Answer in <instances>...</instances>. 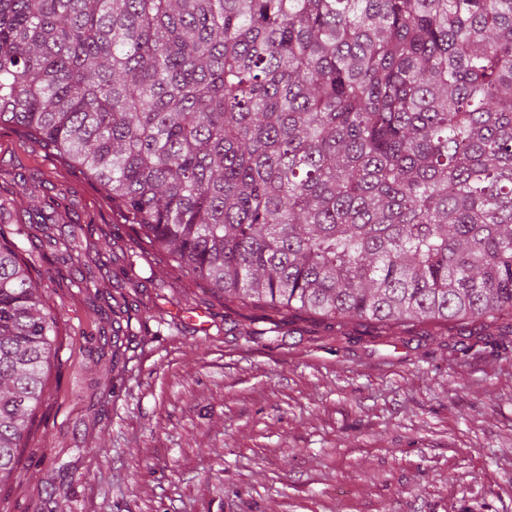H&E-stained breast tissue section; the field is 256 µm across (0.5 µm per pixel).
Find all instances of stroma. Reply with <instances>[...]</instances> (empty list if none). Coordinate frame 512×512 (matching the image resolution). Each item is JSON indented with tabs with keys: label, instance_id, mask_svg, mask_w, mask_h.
I'll use <instances>...</instances> for the list:
<instances>
[{
	"label": "stroma",
	"instance_id": "obj_1",
	"mask_svg": "<svg viewBox=\"0 0 512 512\" xmlns=\"http://www.w3.org/2000/svg\"><path fill=\"white\" fill-rule=\"evenodd\" d=\"M51 201L86 225L91 278L29 223ZM0 223L56 319L0 512H512V334L471 323L462 351L445 326L340 333L300 313L270 332L265 310L209 294L94 179L3 125ZM124 300L146 317L116 376L98 330Z\"/></svg>",
	"mask_w": 512,
	"mask_h": 512
}]
</instances>
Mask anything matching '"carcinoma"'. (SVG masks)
Segmentation results:
<instances>
[{"label":"carcinoma","mask_w":512,"mask_h":512,"mask_svg":"<svg viewBox=\"0 0 512 512\" xmlns=\"http://www.w3.org/2000/svg\"><path fill=\"white\" fill-rule=\"evenodd\" d=\"M3 124L221 298L512 331V0H0ZM55 327L0 235L1 483Z\"/></svg>","instance_id":"1"}]
</instances>
